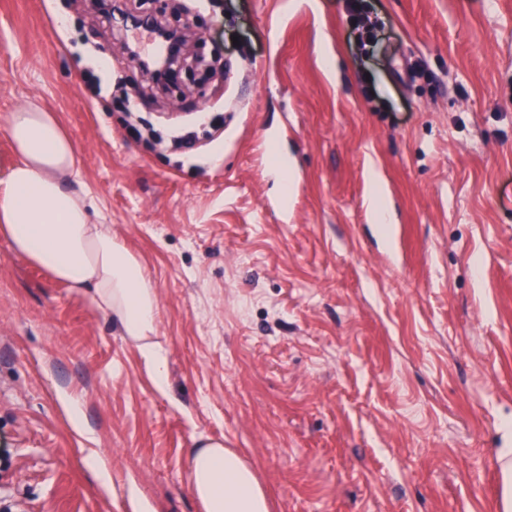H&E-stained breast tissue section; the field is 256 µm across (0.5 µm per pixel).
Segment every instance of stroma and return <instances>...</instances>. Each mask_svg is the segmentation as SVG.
I'll use <instances>...</instances> for the list:
<instances>
[{
	"label": "stroma",
	"mask_w": 512,
	"mask_h": 512,
	"mask_svg": "<svg viewBox=\"0 0 512 512\" xmlns=\"http://www.w3.org/2000/svg\"><path fill=\"white\" fill-rule=\"evenodd\" d=\"M121 5L184 7L223 75L161 95L88 0H0V173L11 113H56L76 189L157 290L166 382L0 236V512H203L200 437L243 455L271 512H494L512 0H363L370 42L345 0Z\"/></svg>",
	"instance_id": "1"
}]
</instances>
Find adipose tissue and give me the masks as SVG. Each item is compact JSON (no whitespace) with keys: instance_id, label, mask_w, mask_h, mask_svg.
<instances>
[{"instance_id":"adipose-tissue-1","label":"adipose tissue","mask_w":512,"mask_h":512,"mask_svg":"<svg viewBox=\"0 0 512 512\" xmlns=\"http://www.w3.org/2000/svg\"><path fill=\"white\" fill-rule=\"evenodd\" d=\"M8 131L17 160L0 178V235L55 280L90 290L122 334L140 343L164 384L166 357L152 340L157 290L109 226L93 223L88 196L71 188L78 168L72 139L54 113L32 104L12 113ZM191 455V487L204 512H269L256 473L238 452L202 439Z\"/></svg>"}]
</instances>
